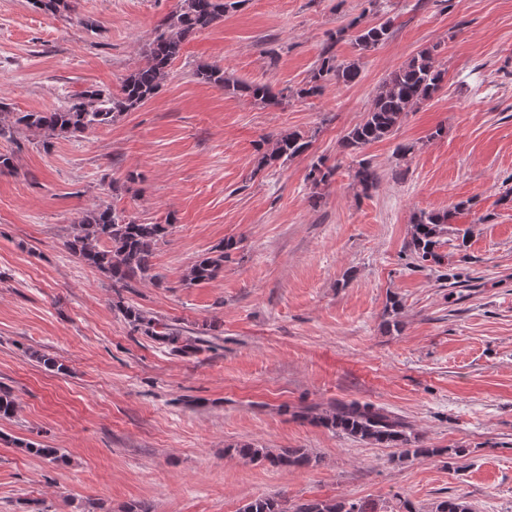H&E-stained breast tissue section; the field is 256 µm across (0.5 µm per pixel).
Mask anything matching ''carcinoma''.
Segmentation results:
<instances>
[{
  "label": "carcinoma",
  "instance_id": "cac0c4a2",
  "mask_svg": "<svg viewBox=\"0 0 512 512\" xmlns=\"http://www.w3.org/2000/svg\"><path fill=\"white\" fill-rule=\"evenodd\" d=\"M240 2L180 0L179 9L162 21L148 44L147 64L128 74L118 92L87 90L46 112H14L6 104L0 103V137L25 130L41 137L43 144L48 145L59 138L77 137L93 128L108 125L124 113L136 110L157 94L184 43L195 33L224 19V15L236 9ZM32 5L52 16L74 10V0H32ZM393 25L391 18L364 26L352 21L340 32H351L352 44L366 52L386 41ZM360 74L359 62L338 61L335 44L329 43L322 48L309 80L296 90V96H316L321 93L324 84L331 81L354 83ZM194 76L201 83L223 88L265 105H277L283 101V93L274 92L266 83L229 80L224 67L218 64H201L194 71ZM445 77L446 71L435 64L434 49L419 51L387 75L362 121L342 137L341 147L353 154L390 136L414 106L433 98L443 88ZM310 146L311 140L299 132L280 134L271 140V147L261 154L254 172L276 164L284 166L305 155ZM336 171L337 167L328 166L324 159L319 158L311 162L307 179L315 186L326 184ZM354 179L362 193L367 195L377 186L378 174L370 166L362 164L355 171ZM454 217L455 212L450 210H422L416 213L404 252L419 263H442L444 256L438 253L442 238L450 231L463 239L468 235V230L452 227ZM169 228L168 224L139 222L114 207L100 205L82 216L68 246L82 262L110 278L117 296L113 306L134 331L186 355L196 352L204 339L187 336L176 325L124 304L122 297V292L150 276L156 247L168 235ZM235 246L236 242L228 240L222 246L199 255L185 270L183 282L191 286L215 279L224 269V259ZM310 421L362 441L399 448L403 458L438 453L436 448L412 447L411 433L405 423L370 403L340 402L330 413L313 416ZM237 452L245 458L267 460L275 466L302 468L312 463V456L302 448H284L275 455L257 445L243 444L237 447ZM240 512H288V509L274 498L259 497L245 504ZM293 512L369 510L358 501L329 499L299 503Z\"/></svg>",
  "mask_w": 512,
  "mask_h": 512
}]
</instances>
